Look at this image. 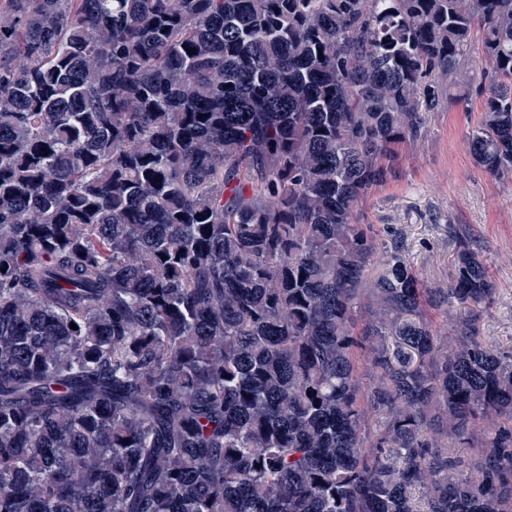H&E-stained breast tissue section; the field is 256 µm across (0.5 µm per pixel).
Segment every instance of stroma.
Returning <instances> with one entry per match:
<instances>
[{"instance_id":"35a3bbf8","label":"stroma","mask_w":512,"mask_h":512,"mask_svg":"<svg viewBox=\"0 0 512 512\" xmlns=\"http://www.w3.org/2000/svg\"><path fill=\"white\" fill-rule=\"evenodd\" d=\"M481 99L442 104L425 113L424 129L405 145L397 174L360 204L361 223L374 225L381 255L369 270L377 277L384 254L400 245L431 288L452 282L459 239L480 251L496 288L477 311L482 339L512 348V183L494 179L467 148L481 119Z\"/></svg>"}]
</instances>
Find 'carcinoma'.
I'll return each mask as SVG.
<instances>
[{"label":"carcinoma","instance_id":"cac0c4a2","mask_svg":"<svg viewBox=\"0 0 512 512\" xmlns=\"http://www.w3.org/2000/svg\"><path fill=\"white\" fill-rule=\"evenodd\" d=\"M473 93L512 182V0H6L0 512H512L486 263L357 220Z\"/></svg>","mask_w":512,"mask_h":512}]
</instances>
